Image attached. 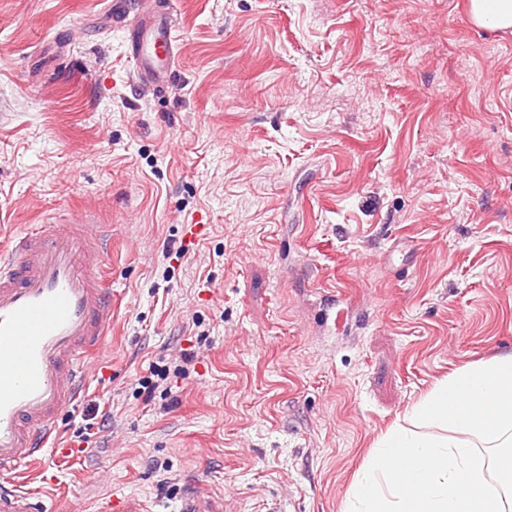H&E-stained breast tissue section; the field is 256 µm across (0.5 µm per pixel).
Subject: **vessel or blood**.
Wrapping results in <instances>:
<instances>
[{"label":"vessel or blood","mask_w":512,"mask_h":512,"mask_svg":"<svg viewBox=\"0 0 512 512\" xmlns=\"http://www.w3.org/2000/svg\"><path fill=\"white\" fill-rule=\"evenodd\" d=\"M173 15V0H139L131 17L120 0L112 4L131 72L153 92L176 71ZM105 237L98 214L83 209L0 243V472L45 475L58 416L79 400L89 370L103 368L112 324ZM0 512H44V504L1 487Z\"/></svg>","instance_id":"b4317fda"}]
</instances>
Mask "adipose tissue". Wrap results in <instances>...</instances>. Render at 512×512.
<instances>
[{
  "label": "adipose tissue",
  "instance_id": "ef3b65f1",
  "mask_svg": "<svg viewBox=\"0 0 512 512\" xmlns=\"http://www.w3.org/2000/svg\"><path fill=\"white\" fill-rule=\"evenodd\" d=\"M512 37V0H467ZM343 512H512V352L459 367L371 449Z\"/></svg>",
  "mask_w": 512,
  "mask_h": 512
}]
</instances>
